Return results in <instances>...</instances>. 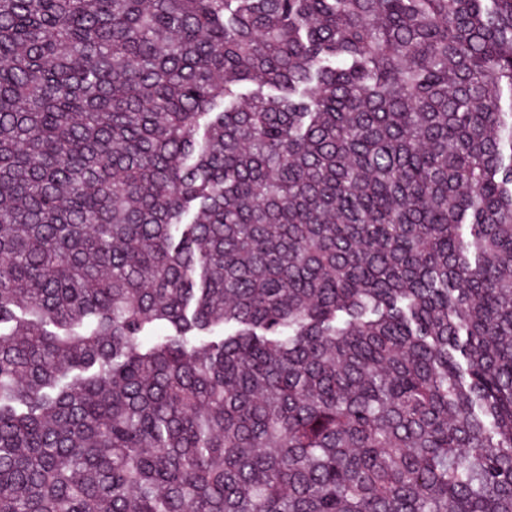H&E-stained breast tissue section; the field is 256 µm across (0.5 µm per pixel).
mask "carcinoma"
<instances>
[{
  "label": "carcinoma",
  "mask_w": 512,
  "mask_h": 512,
  "mask_svg": "<svg viewBox=\"0 0 512 512\" xmlns=\"http://www.w3.org/2000/svg\"><path fill=\"white\" fill-rule=\"evenodd\" d=\"M0 512H512V0H0Z\"/></svg>",
  "instance_id": "cac0c4a2"
}]
</instances>
